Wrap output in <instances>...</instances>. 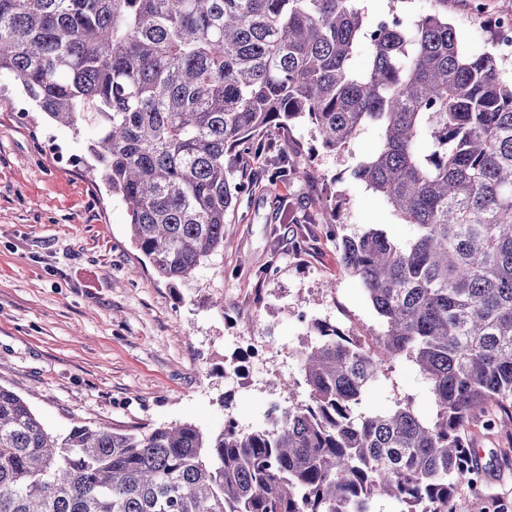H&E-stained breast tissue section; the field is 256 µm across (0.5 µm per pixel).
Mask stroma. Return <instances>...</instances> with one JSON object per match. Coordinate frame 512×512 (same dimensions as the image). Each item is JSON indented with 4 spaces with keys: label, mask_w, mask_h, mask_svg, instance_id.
<instances>
[{
    "label": "stroma",
    "mask_w": 512,
    "mask_h": 512,
    "mask_svg": "<svg viewBox=\"0 0 512 512\" xmlns=\"http://www.w3.org/2000/svg\"><path fill=\"white\" fill-rule=\"evenodd\" d=\"M512 0H448V18L468 51L491 46ZM26 98L0 75V385L22 396L46 428L148 430L190 422L205 431L234 419L267 425L270 405L305 399L298 351L313 340L298 313L348 336L382 329L361 283L341 262L331 227H367L407 238L386 203L352 175L347 151L327 152L311 125L273 132L300 170L265 183L232 214L224 248L169 285L130 239L124 204L88 162L93 125L51 124L15 110ZM294 380L293 392L274 388ZM427 416L433 403L404 361L387 363L362 408L395 401ZM467 512H512V456L490 468L481 496L460 484Z\"/></svg>",
    "instance_id": "35a3bbf8"
}]
</instances>
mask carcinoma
Masks as SVG:
<instances>
[{"mask_svg":"<svg viewBox=\"0 0 512 512\" xmlns=\"http://www.w3.org/2000/svg\"><path fill=\"white\" fill-rule=\"evenodd\" d=\"M410 2L373 17L363 0H0V74L52 123L95 127L91 171L160 279H188L240 200L288 178L284 148L240 178L226 155L297 120L330 153L374 130L353 176L413 229L341 237L377 349L314 323L308 399L268 427L59 439L0 386V512H371L378 496L447 512L458 482L484 481L471 422L495 427L492 405L512 422V80L496 51L462 47L448 0ZM394 359L417 368L432 416L361 410Z\"/></svg>","mask_w":512,"mask_h":512,"instance_id":"1","label":"carcinoma"}]
</instances>
